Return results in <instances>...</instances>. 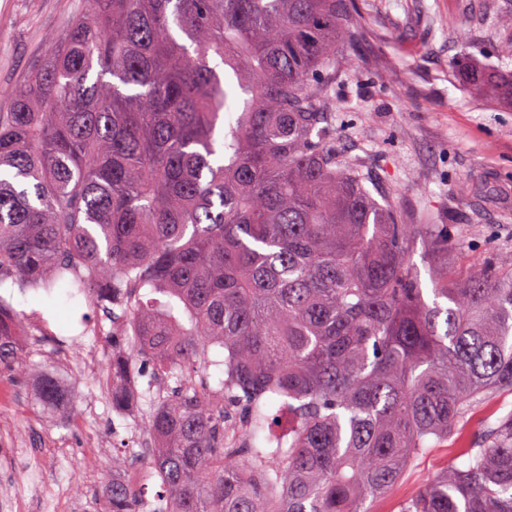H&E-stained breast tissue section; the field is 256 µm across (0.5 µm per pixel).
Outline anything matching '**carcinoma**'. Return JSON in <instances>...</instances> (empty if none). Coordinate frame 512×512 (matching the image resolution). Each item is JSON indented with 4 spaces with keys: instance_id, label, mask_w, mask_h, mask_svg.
Listing matches in <instances>:
<instances>
[{
    "instance_id": "cac0c4a2",
    "label": "carcinoma",
    "mask_w": 512,
    "mask_h": 512,
    "mask_svg": "<svg viewBox=\"0 0 512 512\" xmlns=\"http://www.w3.org/2000/svg\"><path fill=\"white\" fill-rule=\"evenodd\" d=\"M0 112V284L123 324L112 410L149 365L154 447L112 456L108 512H366L474 403L512 390V261L448 268L452 224H406L336 158L341 0H85ZM217 58L219 74L211 66ZM471 89L512 73L466 52ZM428 248L432 301L411 262ZM0 296V373L25 361ZM224 349V378L204 377ZM35 401L69 415L58 374ZM288 406V430L247 448ZM400 512H512V412Z\"/></svg>"
}]
</instances>
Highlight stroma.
Masks as SVG:
<instances>
[{"label": "stroma", "mask_w": 512, "mask_h": 512, "mask_svg": "<svg viewBox=\"0 0 512 512\" xmlns=\"http://www.w3.org/2000/svg\"><path fill=\"white\" fill-rule=\"evenodd\" d=\"M84 11V0H0V112L10 111L50 39ZM347 15L354 38L343 52L352 63L337 68L330 102L338 159L361 170L370 190L398 201L406 223L457 225L469 262L490 251L512 260V108L471 94L466 73L450 66L468 46L481 65L512 71V58L498 54L512 35V0H347ZM0 296L25 325L23 376L0 373V493L19 494L23 512H106L113 451L150 440L144 415L110 405L112 327L82 335L83 310L63 296L47 306L8 282ZM47 370L76 404L68 420L35 402ZM511 412L507 389L477 403L461 432L417 457L372 512H400L483 437L489 415Z\"/></svg>", "instance_id": "1"}]
</instances>
